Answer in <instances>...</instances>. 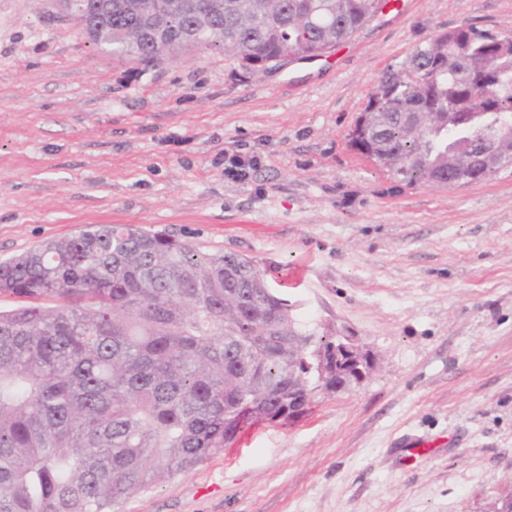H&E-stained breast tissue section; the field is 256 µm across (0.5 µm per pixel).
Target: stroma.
<instances>
[{
    "mask_svg": "<svg viewBox=\"0 0 512 512\" xmlns=\"http://www.w3.org/2000/svg\"><path fill=\"white\" fill-rule=\"evenodd\" d=\"M512 0H388L318 60L146 68L55 0H0V260L86 224L254 257L304 322L353 333L363 382L257 423L115 512H489L512 495V166L411 184L349 135L383 71ZM255 154L241 182L225 152Z\"/></svg>",
    "mask_w": 512,
    "mask_h": 512,
    "instance_id": "35a3bbf8",
    "label": "stroma"
}]
</instances>
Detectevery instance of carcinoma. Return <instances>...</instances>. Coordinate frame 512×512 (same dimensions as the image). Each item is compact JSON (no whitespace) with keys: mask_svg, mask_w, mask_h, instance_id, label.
I'll return each instance as SVG.
<instances>
[{"mask_svg":"<svg viewBox=\"0 0 512 512\" xmlns=\"http://www.w3.org/2000/svg\"><path fill=\"white\" fill-rule=\"evenodd\" d=\"M143 0H112L91 40L144 67ZM169 54L215 50L248 74L321 57L387 0H191ZM477 112L512 126V38L459 26L387 69L363 112L373 161L409 183L470 174ZM458 148L448 171V149ZM0 512H112L318 394L363 380L348 335L309 328L244 254L203 253L133 224H88L0 261Z\"/></svg>","mask_w":512,"mask_h":512,"instance_id":"carcinoma-1","label":"carcinoma"}]
</instances>
